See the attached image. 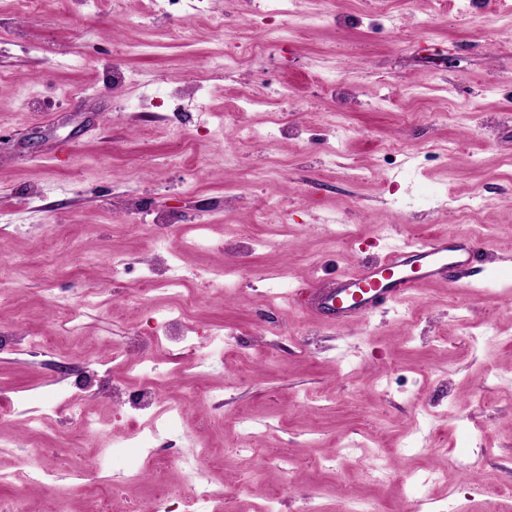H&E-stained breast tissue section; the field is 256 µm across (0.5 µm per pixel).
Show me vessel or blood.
<instances>
[{
  "mask_svg": "<svg viewBox=\"0 0 512 512\" xmlns=\"http://www.w3.org/2000/svg\"><path fill=\"white\" fill-rule=\"evenodd\" d=\"M476 260L472 240L453 235L427 238L312 288L307 309L327 324L346 325L382 305L408 298L423 283L458 282L468 276Z\"/></svg>",
  "mask_w": 512,
  "mask_h": 512,
  "instance_id": "obj_1",
  "label": "vessel or blood"
}]
</instances>
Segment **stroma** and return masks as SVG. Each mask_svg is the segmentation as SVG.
<instances>
[{"instance_id": "stroma-1", "label": "stroma", "mask_w": 512, "mask_h": 512, "mask_svg": "<svg viewBox=\"0 0 512 512\" xmlns=\"http://www.w3.org/2000/svg\"><path fill=\"white\" fill-rule=\"evenodd\" d=\"M226 7L188 0L181 34L153 0L36 13L0 0V395L12 440L41 441L64 489L36 512L87 510L95 492L146 512L156 484L169 512L205 486L218 512H345L351 497L374 512H512L484 496L489 478L512 489V0H294L286 41L213 73L206 111L173 119L158 90L189 93L226 44L279 24L255 0ZM314 12L323 22L305 24ZM271 84L282 98L243 114L263 138L216 133ZM456 193L477 196L474 216L453 210ZM448 232L478 245L479 275L341 327L302 309L316 282ZM231 264L236 290L200 292ZM148 268L182 292L141 296ZM86 294L93 306L61 323ZM182 306L171 340L124 354ZM463 330L478 348L435 354ZM37 336L50 347L31 348ZM107 385L102 430L85 436L72 417ZM149 385L184 406L156 438L128 402ZM376 447L396 479L367 486ZM95 448L108 462L91 492L67 459L91 467ZM411 470L431 476L427 501L402 482Z\"/></svg>"}]
</instances>
